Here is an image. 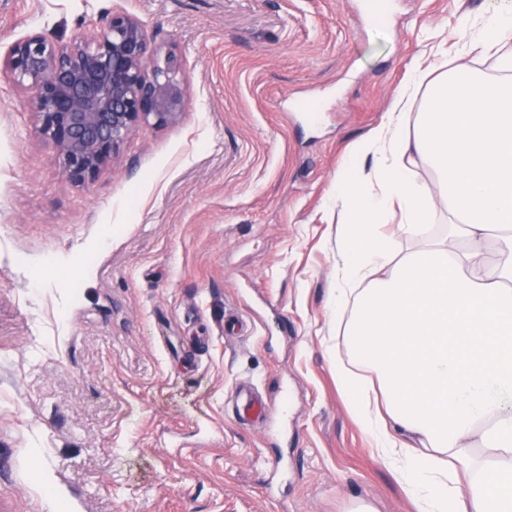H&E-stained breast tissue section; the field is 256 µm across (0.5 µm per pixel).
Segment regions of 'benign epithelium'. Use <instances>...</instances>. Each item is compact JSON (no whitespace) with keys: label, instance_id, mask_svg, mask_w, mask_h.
<instances>
[{"label":"benign epithelium","instance_id":"7a95c632","mask_svg":"<svg viewBox=\"0 0 512 512\" xmlns=\"http://www.w3.org/2000/svg\"><path fill=\"white\" fill-rule=\"evenodd\" d=\"M180 71L178 55H160L143 22L126 12L83 28L65 44L32 32L0 58L1 76L35 91L38 132L80 183L113 162L140 126L179 123Z\"/></svg>","mask_w":512,"mask_h":512}]
</instances>
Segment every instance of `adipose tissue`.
<instances>
[{"mask_svg":"<svg viewBox=\"0 0 512 512\" xmlns=\"http://www.w3.org/2000/svg\"><path fill=\"white\" fill-rule=\"evenodd\" d=\"M484 56L497 76L471 65ZM356 151L370 168L329 197L336 381L416 512H512V0L472 22L455 63L413 67ZM442 208L457 248L430 234ZM395 213L403 253L381 231Z\"/></svg>","mask_w":512,"mask_h":512,"instance_id":"1","label":"adipose tissue"}]
</instances>
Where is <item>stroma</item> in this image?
Listing matches in <instances>:
<instances>
[{"mask_svg":"<svg viewBox=\"0 0 512 512\" xmlns=\"http://www.w3.org/2000/svg\"><path fill=\"white\" fill-rule=\"evenodd\" d=\"M491 2L0 0L1 56L123 10L186 85L78 184L0 77V512H414L329 360L328 194Z\"/></svg>","mask_w":512,"mask_h":512,"instance_id":"35a3bbf8","label":"stroma"}]
</instances>
